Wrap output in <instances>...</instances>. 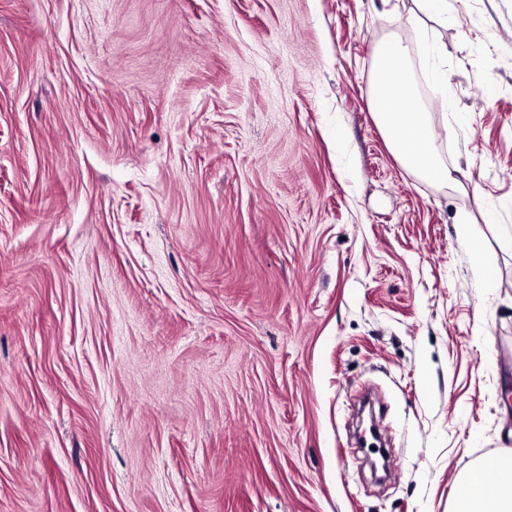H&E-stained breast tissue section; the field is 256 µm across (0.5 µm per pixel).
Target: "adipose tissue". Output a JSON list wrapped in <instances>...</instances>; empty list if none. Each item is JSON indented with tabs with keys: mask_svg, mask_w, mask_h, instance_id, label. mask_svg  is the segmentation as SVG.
I'll use <instances>...</instances> for the list:
<instances>
[{
	"mask_svg": "<svg viewBox=\"0 0 512 512\" xmlns=\"http://www.w3.org/2000/svg\"><path fill=\"white\" fill-rule=\"evenodd\" d=\"M408 48L391 39L377 50L373 75L374 107L395 157L421 179L456 185L453 168L443 160L430 130L429 115L411 109L405 63ZM451 512H512V451L477 462L459 479Z\"/></svg>",
	"mask_w": 512,
	"mask_h": 512,
	"instance_id": "obj_1",
	"label": "adipose tissue"
}]
</instances>
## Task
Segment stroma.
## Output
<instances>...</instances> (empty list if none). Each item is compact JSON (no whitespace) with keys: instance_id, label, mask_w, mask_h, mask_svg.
Listing matches in <instances>:
<instances>
[{"instance_id":"obj_1","label":"stroma","mask_w":512,"mask_h":512,"mask_svg":"<svg viewBox=\"0 0 512 512\" xmlns=\"http://www.w3.org/2000/svg\"><path fill=\"white\" fill-rule=\"evenodd\" d=\"M505 449L512 0H0V512H449ZM408 48L400 40L381 43L373 75L374 107L380 127L395 157L421 179L439 186L458 183L443 160L430 130L429 113L411 112L405 63ZM456 225L459 235L465 239L470 246L474 267L476 271L484 276L486 274V260L481 249L479 240L473 235L470 217L466 213H459L456 217Z\"/></svg>"}]
</instances>
